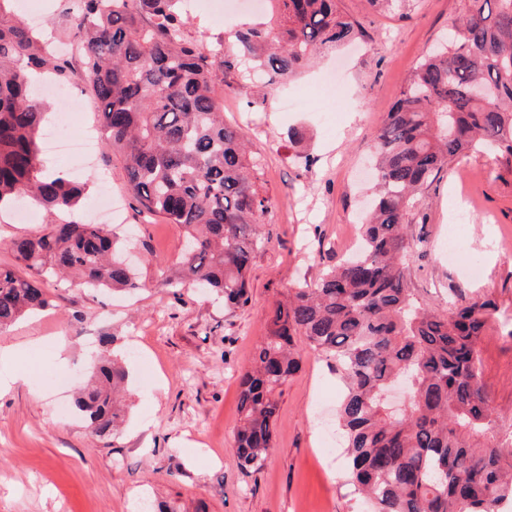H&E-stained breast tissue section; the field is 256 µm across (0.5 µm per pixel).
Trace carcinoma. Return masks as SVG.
<instances>
[{
    "label": "carcinoma",
    "mask_w": 512,
    "mask_h": 512,
    "mask_svg": "<svg viewBox=\"0 0 512 512\" xmlns=\"http://www.w3.org/2000/svg\"><path fill=\"white\" fill-rule=\"evenodd\" d=\"M11 2L0 0V210L33 200L48 222L13 239L15 263L0 265V329L49 307L50 279L142 288L112 231L76 219L84 189L43 171L47 105L31 87L45 71L77 72L92 86L104 145L123 165L129 196L181 227L177 269L153 260L160 284L189 283L246 304L270 200L259 163L224 123L216 87L231 86L225 78L238 57L272 86L360 36L357 24L336 0H268L269 21L237 29L228 54L223 42L190 35L183 0H73L62 30L80 46L76 68L14 16ZM462 2L448 39L425 53L368 145L375 199L361 224V254L274 303L254 365L240 377L236 453L243 469L258 470L273 448L275 393L299 370L297 341L325 357L345 386L339 420L349 482L374 512H507L512 503V430L500 428L481 370L499 304L488 293L459 292L437 310L407 279L422 190L469 153L512 157V0ZM402 378L410 399L392 413L384 394ZM128 382L122 355L90 366L75 407L101 440L120 431Z\"/></svg>",
    "instance_id": "carcinoma-1"
}]
</instances>
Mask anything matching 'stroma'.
<instances>
[{"instance_id": "1", "label": "stroma", "mask_w": 512, "mask_h": 512, "mask_svg": "<svg viewBox=\"0 0 512 512\" xmlns=\"http://www.w3.org/2000/svg\"><path fill=\"white\" fill-rule=\"evenodd\" d=\"M339 7L363 37L348 56L323 51L282 81L289 92L305 89L301 108L282 111L277 94L256 79L224 93V121L248 139L270 199L267 244L248 273L247 304L229 308L189 286L163 287L155 266L143 263L135 294L53 284L49 308L0 330V349L15 354L0 361V379L29 377L0 394V512H371L346 478L343 386L308 347L280 389L264 467L242 471L234 449L238 377L252 364L272 303L356 247L370 193L368 144L405 77L461 14V0H414L393 11L369 0H339ZM232 13L231 25L219 28L207 12L193 11L190 31L228 42L233 29L268 19L246 0ZM328 70L341 75L346 96L332 113L313 92ZM81 181L93 198L109 182L114 231L139 254L176 264L179 225L137 212L112 153L98 150ZM420 206L425 220L410 231L422 244L409 263V287L438 309L453 290L487 291L511 316L512 253L497 241L512 229V158L454 161L424 189ZM452 233L462 239L458 264L442 251ZM103 336L135 351L127 419L107 442L74 410ZM482 380L496 408L512 413V339H485Z\"/></svg>"}]
</instances>
